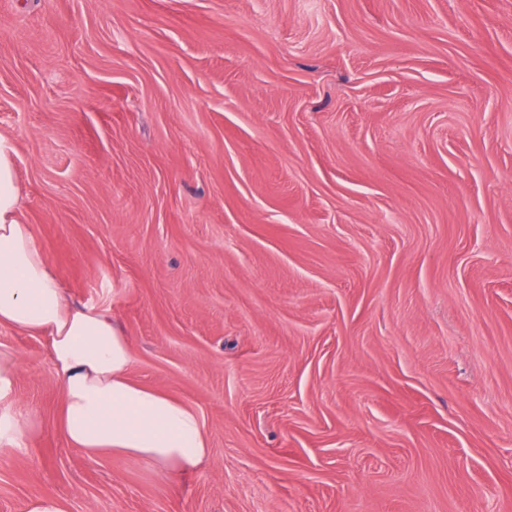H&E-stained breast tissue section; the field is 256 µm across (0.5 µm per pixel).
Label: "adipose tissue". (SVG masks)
Segmentation results:
<instances>
[{"instance_id":"adipose-tissue-1","label":"adipose tissue","mask_w":512,"mask_h":512,"mask_svg":"<svg viewBox=\"0 0 512 512\" xmlns=\"http://www.w3.org/2000/svg\"><path fill=\"white\" fill-rule=\"evenodd\" d=\"M15 149L0 136V324L49 336L59 386L57 428L68 447L120 454L173 475L196 473L211 448L196 411L130 377L127 336L102 309L71 301L30 225L20 220ZM16 359L0 350V447H20L36 420L15 410Z\"/></svg>"}]
</instances>
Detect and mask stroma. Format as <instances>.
<instances>
[{"label": "stroma", "mask_w": 512, "mask_h": 512, "mask_svg": "<svg viewBox=\"0 0 512 512\" xmlns=\"http://www.w3.org/2000/svg\"><path fill=\"white\" fill-rule=\"evenodd\" d=\"M22 223L133 380L199 414L176 478L56 427L0 325V512H512V0H0ZM16 358L0 350V447L1 450L20 447L37 428L36 420L14 409Z\"/></svg>", "instance_id": "35a3bbf8"}]
</instances>
